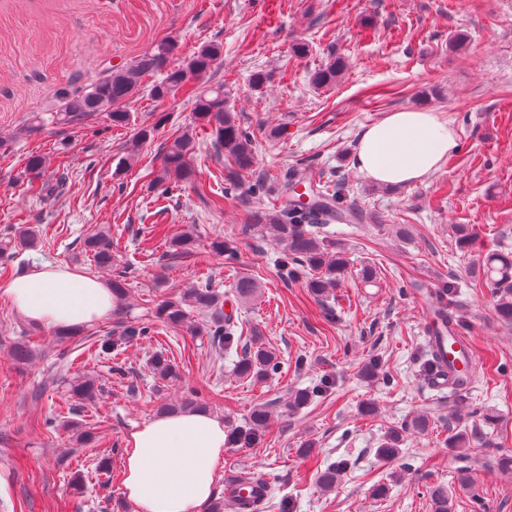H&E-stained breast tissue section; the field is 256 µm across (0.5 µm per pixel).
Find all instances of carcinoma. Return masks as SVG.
<instances>
[{
	"label": "carcinoma",
	"instance_id": "cac0c4a2",
	"mask_svg": "<svg viewBox=\"0 0 512 512\" xmlns=\"http://www.w3.org/2000/svg\"><path fill=\"white\" fill-rule=\"evenodd\" d=\"M180 44L172 39H163L142 53L130 64L108 70L81 92H65L60 96L59 105L52 112L51 122L58 126L74 127L88 124L98 115H105L114 127L125 128L131 124L130 112L126 105L139 91L142 79L155 76L157 80L150 86V96L162 101L185 90L193 101V125L179 131L172 141L160 151V166L153 171L152 188L156 199H167L173 190L195 181L191 165L195 153L197 129L208 131L214 152L224 156V193L238 188L245 174L255 177L253 193L265 195L274 192L281 199V205L267 207L257 202L243 203L242 233L255 231L268 232L281 252L274 260L279 276L284 280L306 277L305 287L317 296L323 297L336 288L347 271L348 259L345 252L331 248L328 235L323 228L332 222L333 207L342 200L340 190L330 188L323 182V176L311 173L305 177L286 176L269 184V178L256 173V155L253 141L237 122L236 113L228 106L224 93V83H213L206 79L216 62L222 56V46L210 42L200 46L185 60H180ZM347 63L341 56L314 70L310 83L316 89L330 88L343 74ZM272 80V72L267 69L255 70L249 78L253 91L262 93ZM166 115L158 116L151 123L143 122L133 128L131 139L125 144L119 164L129 168L139 159L140 147L154 138L158 127L165 123ZM314 185L320 200L312 205L302 206L296 202L295 188L302 184ZM35 194L60 196L67 191L65 175L55 181H47L34 187ZM35 243L32 231L20 227L4 231L0 235V254H9L18 247H31ZM170 248L180 255H189L195 249L192 234L184 233L170 241ZM211 253L232 259L236 248L219 235L209 243ZM84 252L90 265L96 269H112V238L100 232L84 242ZM479 275L492 288L496 318L509 325L512 323V253L490 250L479 260ZM236 293L242 300L253 299L258 292L256 280L250 276L238 279ZM199 311L208 315L204 324H192L190 312ZM155 321L166 327H184L192 336H207L212 346L226 354L239 348L236 353L235 375L240 379L264 381L276 374L280 368L277 354L261 344L256 336L248 343H241L238 332L242 324L224 313V301L211 282L198 281L182 290L178 295L161 300L155 306ZM118 336L107 334L97 336L83 330H59L61 336L83 335L82 341L92 342L97 351L109 353L119 345L139 340L154 334V324L149 322L127 321L120 316L116 321ZM150 369L158 381L170 384L181 379L176 365L159 351L149 360ZM474 369L470 355L448 360V376L455 382L463 378L473 379ZM69 397L75 405L82 407L93 403L100 395L97 381L89 376H79L72 380L68 388ZM321 392L315 385L288 392L285 407L297 411L308 405ZM270 421V411L264 406L254 408L242 425L230 426L229 440L237 448H254L265 436ZM427 421L415 417L409 422L392 428L377 448V456L385 461L395 460L401 454V445L406 433L423 432ZM478 439L477 431L467 426L452 428L448 447L460 459L470 455ZM347 463L334 462L319 471L316 484L324 491L336 487ZM434 512H452L453 504L448 492L435 487L431 492Z\"/></svg>",
	"mask_w": 512,
	"mask_h": 512
}]
</instances>
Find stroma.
I'll return each mask as SVG.
<instances>
[{
  "label": "stroma",
  "mask_w": 512,
  "mask_h": 512,
  "mask_svg": "<svg viewBox=\"0 0 512 512\" xmlns=\"http://www.w3.org/2000/svg\"><path fill=\"white\" fill-rule=\"evenodd\" d=\"M459 32L466 44L450 47ZM165 37L177 38L186 56L204 43L222 44L212 79L223 82L250 133L258 171L279 177L310 169L342 178L347 203L375 214L369 224H329L350 261L329 296L315 299L302 282L278 277L272 237L242 235L238 198L251 178L217 211L190 185L156 202L150 182L160 148L193 118L185 96L158 102L141 87L129 112L139 122L153 113L167 121L127 169L116 164L132 131L105 118L28 131L33 113L55 111L61 91L85 88ZM297 40L309 46L301 58L291 49ZM337 55L347 61L342 78L313 89L310 72ZM260 67L273 73L261 94L249 84ZM432 87L441 96L421 101L420 92ZM421 106L454 126L456 151L421 182L374 186L353 165L360 133L388 113ZM273 128L279 137H270ZM196 143L198 180L223 195V160L205 134ZM32 152L47 158L41 173L25 169ZM61 163L70 192L35 196L32 186L53 179ZM461 224L473 234L465 249L457 241ZM20 225L38 242L0 256V266L24 275L48 262L87 274L85 239L109 231L114 263L127 273L128 318H149L156 302L206 278L242 321L244 336H261L281 366L264 382L237 378L230 357L208 338L164 326L115 359L79 354L0 299V512H133L123 487L126 440L162 404L180 403L188 387L237 425L259 404L272 410L258 447L225 448L215 496L251 471L270 482L263 512H433L436 485L447 488L454 512H512V469L497 464L512 454V325L496 319L491 290L473 272L488 250L512 251V0H0V230ZM400 226L407 237L397 234ZM184 232L194 235L196 249L182 258L168 239ZM219 234L234 241L235 260L211 253ZM366 265L376 271L370 283L360 277ZM454 273L448 319L467 325L475 364L497 367L468 391L472 406L491 412L493 422L481 425L482 440L466 460L447 446L456 404L428 385L424 329L425 308ZM245 275L260 292L243 303L234 290ZM18 343L32 349V359L13 360ZM159 349L177 365L183 386L154 379L148 361ZM372 359L377 374L364 377ZM117 361L125 377L113 374ZM78 373L95 377L103 391L76 409L67 389ZM313 385L322 386L321 396L286 413L289 390ZM367 402L376 405L374 415H362ZM418 415L428 418L427 432L407 433L400 458L379 460L375 450L390 428ZM68 421L96 428L100 443L73 446ZM309 440L312 453L300 455ZM105 453L112 456L108 477L97 470ZM342 459L349 467L336 489L321 490L317 470ZM380 481L388 493L376 498L371 488Z\"/></svg>",
  "instance_id": "35a3bbf8"
}]
</instances>
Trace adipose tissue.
Here are the masks:
<instances>
[{
	"instance_id": "1",
	"label": "adipose tissue",
	"mask_w": 512,
	"mask_h": 512,
	"mask_svg": "<svg viewBox=\"0 0 512 512\" xmlns=\"http://www.w3.org/2000/svg\"><path fill=\"white\" fill-rule=\"evenodd\" d=\"M457 148L454 129L438 113L402 109L362 131L355 165L374 183L408 185L437 171ZM25 320L41 327H77L106 318L114 299L108 284L46 264L0 286ZM228 435L212 414L158 416L132 431L124 460V491L136 512H202Z\"/></svg>"
}]
</instances>
